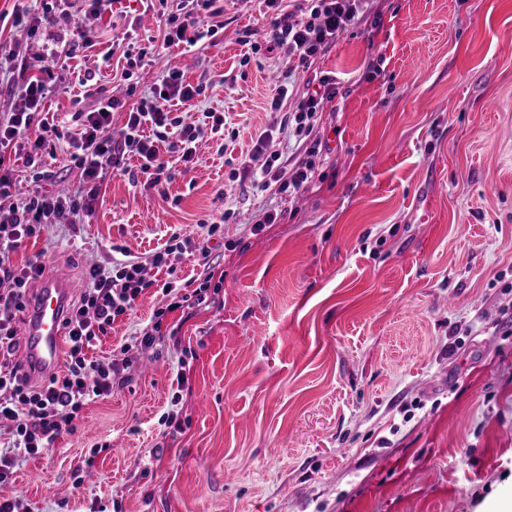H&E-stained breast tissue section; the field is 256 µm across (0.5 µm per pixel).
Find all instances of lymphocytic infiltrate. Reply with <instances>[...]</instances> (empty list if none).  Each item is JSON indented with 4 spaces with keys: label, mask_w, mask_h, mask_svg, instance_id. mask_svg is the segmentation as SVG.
Listing matches in <instances>:
<instances>
[{
    "label": "lymphocytic infiltrate",
    "mask_w": 512,
    "mask_h": 512,
    "mask_svg": "<svg viewBox=\"0 0 512 512\" xmlns=\"http://www.w3.org/2000/svg\"><path fill=\"white\" fill-rule=\"evenodd\" d=\"M263 12L274 15L266 44L251 43L252 52L288 49V68H310L344 31L354 28L362 18V0H258ZM224 9L217 0H175L163 32V47L196 46L204 38L223 29ZM69 41L62 36L48 37L37 66H30L16 50L0 47V82L11 87L15 99L12 112L0 118V420L8 426L0 431V484L9 482L24 459L37 457L54 447L63 435L72 433L84 406L111 397L129 367L122 361L89 359L90 348L107 335L114 322L130 315L145 290L154 287L149 268L175 274L184 255L208 256L209 243L221 235L220 224H204L198 237L186 236L166 243L142 262L116 259L111 266L92 265L86 272L87 286L80 299L69 308L65 322L64 368L39 385L31 384L21 371L20 338L17 319L25 310L33 281L45 270L44 262H16L15 256L30 239L48 233L54 224H79L95 209L101 186L109 172H125L127 159L138 162L129 173L131 180H142L150 188H163L170 182L171 162L191 166L197 158L199 141L210 137L224 140V115L209 111L202 117L177 113V106L201 96L203 83H190L183 72L162 73L157 87L126 106L117 97L101 95L97 71L85 72L89 94L97 98L88 112L75 113L78 130L69 138L70 157L79 169L77 188L58 194L32 189L16 194V159L34 171L33 181L46 177L42 164L52 155L50 124L44 119V101L51 90L64 89L66 70L58 66L60 48ZM336 95V80L323 75L312 90L291 99L288 84H279L268 105L279 110L284 101L295 105L287 117L288 133L301 143L303 154L286 163L279 153H271L262 171L265 185L277 186L280 193H296L311 182L320 161L318 141L312 134L325 102ZM125 111L121 138L112 136V115ZM127 172V171H126ZM162 293L169 302L155 310L136 343L149 348L164 336L162 324L168 314L190 309L207 300L208 283L188 291L167 282Z\"/></svg>",
    "instance_id": "obj_1"
}]
</instances>
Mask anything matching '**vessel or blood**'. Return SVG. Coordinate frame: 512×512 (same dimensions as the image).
<instances>
[{"mask_svg": "<svg viewBox=\"0 0 512 512\" xmlns=\"http://www.w3.org/2000/svg\"><path fill=\"white\" fill-rule=\"evenodd\" d=\"M72 284L62 273L54 272L35 288L25 323V350L22 368L31 380L41 381L61 367L65 328Z\"/></svg>", "mask_w": 512, "mask_h": 512, "instance_id": "b4317fda", "label": "vessel or blood"}]
</instances>
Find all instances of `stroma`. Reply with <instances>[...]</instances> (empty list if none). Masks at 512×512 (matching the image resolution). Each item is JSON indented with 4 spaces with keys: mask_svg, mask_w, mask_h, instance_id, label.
<instances>
[{
    "mask_svg": "<svg viewBox=\"0 0 512 512\" xmlns=\"http://www.w3.org/2000/svg\"><path fill=\"white\" fill-rule=\"evenodd\" d=\"M362 7L307 73L248 55L243 31L261 43L272 22L254 0H226L223 33L162 51L130 84L101 67L108 91L134 87L131 104L166 68L209 82L189 111L223 113L226 149L202 142L161 192L108 174L85 224L53 225L17 261L44 255L81 290L88 261L110 263L113 248L143 257L224 210L238 221L178 269L217 262L214 303L168 314L175 337L140 350L135 332L167 303L146 290L91 351L129 353L126 381L0 495L38 512H512V0ZM77 22L100 52L161 41L164 25L144 0H116L101 16L55 14L23 54ZM92 64L73 52L49 123L72 130L94 109L79 84ZM313 72L339 82L313 132L314 181L289 196L240 180L260 132L269 151L301 155L267 100L287 78L304 92ZM271 206L282 218L253 233L249 216Z\"/></svg>",
    "mask_w": 512,
    "mask_h": 512,
    "instance_id": "35a3bbf8",
    "label": "stroma"
}]
</instances>
